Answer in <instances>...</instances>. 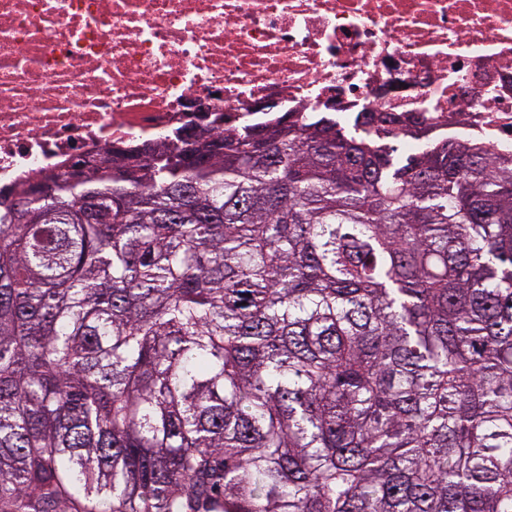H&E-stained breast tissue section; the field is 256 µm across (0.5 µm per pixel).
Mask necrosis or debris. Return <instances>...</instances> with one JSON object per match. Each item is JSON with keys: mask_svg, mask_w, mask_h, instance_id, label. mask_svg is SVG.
<instances>
[{"mask_svg": "<svg viewBox=\"0 0 512 512\" xmlns=\"http://www.w3.org/2000/svg\"><path fill=\"white\" fill-rule=\"evenodd\" d=\"M289 112L512 154V0H0V190Z\"/></svg>", "mask_w": 512, "mask_h": 512, "instance_id": "necrosis-or-debris-1", "label": "necrosis or debris"}]
</instances>
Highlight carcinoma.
Here are the masks:
<instances>
[{"label":"carcinoma","instance_id":"obj_1","mask_svg":"<svg viewBox=\"0 0 512 512\" xmlns=\"http://www.w3.org/2000/svg\"><path fill=\"white\" fill-rule=\"evenodd\" d=\"M326 112L112 153L0 224V512H512V157Z\"/></svg>","mask_w":512,"mask_h":512}]
</instances>
